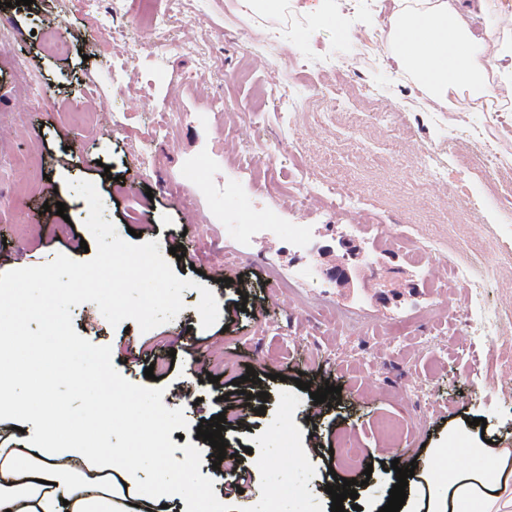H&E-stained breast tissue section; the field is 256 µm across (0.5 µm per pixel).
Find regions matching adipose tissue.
<instances>
[{
	"label": "adipose tissue",
	"mask_w": 512,
	"mask_h": 512,
	"mask_svg": "<svg viewBox=\"0 0 512 512\" xmlns=\"http://www.w3.org/2000/svg\"><path fill=\"white\" fill-rule=\"evenodd\" d=\"M391 41L403 67L437 102L461 88L487 99L501 92L487 81L486 66L471 50L447 0H423L421 7L405 10ZM103 367L96 358L85 372L64 364L52 367L54 376L87 393L85 412L77 420L53 400L38 403L45 428L58 425L63 433L45 447L11 453L0 462V512H161L160 503L173 499L181 502L182 512H220L204 491L168 470L163 428L147 400L133 405L116 390L93 389ZM108 423L124 426L122 451L97 441L96 426ZM462 454L478 459L479 467H462L446 449H432L419 473L428 489L424 503L406 502L401 512H512V482L506 477L512 448L471 446ZM149 463L163 470L162 480L139 496L123 494L114 476H135Z\"/></svg>",
	"instance_id": "ef3b65f1"
}]
</instances>
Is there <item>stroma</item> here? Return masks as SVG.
<instances>
[{
	"mask_svg": "<svg viewBox=\"0 0 512 512\" xmlns=\"http://www.w3.org/2000/svg\"><path fill=\"white\" fill-rule=\"evenodd\" d=\"M244 0H155L157 18L167 23L172 48L160 49L140 26L141 0H33L32 6L6 7L0 18L14 37L0 49V273L39 266L57 254L78 261L90 239L86 201L69 181L95 184L105 212L120 237L140 231L158 241L174 273L210 288L218 301L217 324L200 325L197 289L183 291L185 308L174 320L148 332L138 325L111 326L95 304L72 309L76 332L93 344L110 346L112 363L128 381L142 385L144 370L162 364L158 384L163 404L183 409L189 424L184 439L203 452L200 472L211 477L221 502L255 505L261 495L251 436L272 421L281 390L298 392L294 414L302 444L315 467L308 487L324 506L334 478L359 480L356 501L362 512H379L396 482L391 461L408 467L433 448L454 447L455 435L470 444L512 448V255L496 242L512 241V213L491 198L479 147L465 129L494 118L505 131L500 146L512 153V99L484 109L483 99L462 91L447 105L430 99L398 61L391 42L379 37L381 52L358 59L361 42L381 13L398 17L412 0H332L336 12L316 25L302 9L307 0H281L273 12L250 10ZM461 14L481 58L498 59L490 83H512V24L504 0H450ZM125 31L113 41L110 27ZM60 32L64 48L41 42L40 32ZM24 68L41 82L39 95L17 90L14 74ZM166 81H159V71ZM91 79L94 97L81 99L83 79ZM302 101L288 110L289 86ZM368 91L365 104L339 112L329 93L335 88ZM434 147L444 176L428 179L416 160ZM28 154L39 161L31 170L15 165ZM467 156L470 168L459 166ZM150 158L136 189L132 169ZM206 169L204 180L184 181L188 165ZM336 184L341 196L333 208L321 200L295 204L302 185ZM477 206L468 222L428 224L424 215L448 212L460 190ZM249 203L252 234L237 252L224 244L209 201ZM359 195L364 205L349 208ZM64 203L66 216L45 211ZM314 225L308 249L293 246L296 227ZM382 224L394 243L375 246L364 225ZM439 245L425 263H417L398 238ZM181 246L183 258L169 249ZM335 246L369 253L354 266L349 291L316 275L283 291L266 278L268 267L295 276L308 255ZM474 263L476 273L496 269L484 283L488 308L503 316L494 336L462 335L459 319L469 311V288L448 279V264ZM435 288L420 298L385 308L380 319L339 321L329 308L370 306L372 289L388 292L403 281ZM209 361L194 370L197 355ZM487 362L477 372L476 360ZM254 370L256 382L246 381ZM309 382L298 390L294 379ZM242 393H234V381ZM331 384L341 389L332 404L314 403L312 390ZM247 411L246 423L233 416ZM225 414V437L237 448L238 466L250 472L245 493L228 492L234 478L228 467L213 468L209 443L197 439L201 420ZM404 423L401 440L383 437L379 422ZM486 419V427L475 419ZM366 448L371 476L362 467L342 465L335 450L343 439ZM402 447L395 455L394 447Z\"/></svg>",
	"mask_w": 512,
	"mask_h": 512,
	"instance_id": "35a3bbf8",
	"label": "stroma"
}]
</instances>
